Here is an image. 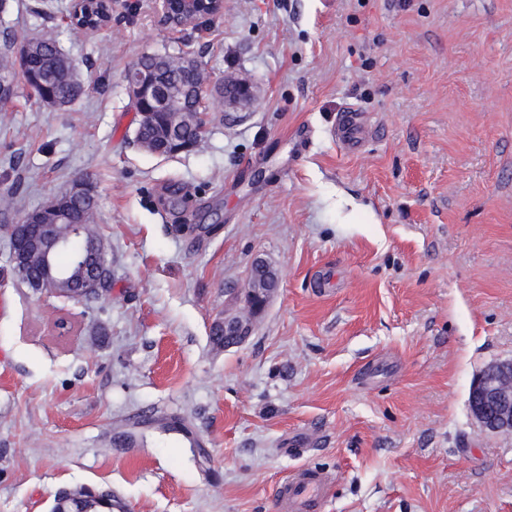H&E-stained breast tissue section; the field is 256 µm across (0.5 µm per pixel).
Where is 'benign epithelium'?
I'll list each match as a JSON object with an SVG mask.
<instances>
[{
    "mask_svg": "<svg viewBox=\"0 0 512 512\" xmlns=\"http://www.w3.org/2000/svg\"><path fill=\"white\" fill-rule=\"evenodd\" d=\"M155 8L171 30L179 32L188 27L224 15V0H154ZM112 0H73L71 25L83 32L93 30L90 20L107 23L111 16ZM38 41L26 39L0 45V105L11 100L16 70L30 75V91L41 104L64 109L84 90L80 66L76 59L62 61L64 88L51 90L45 73L30 69L31 56ZM179 69L188 73L198 91L195 109H181L175 96L157 90L154 74L141 63L125 74L132 104L139 113L140 125L155 126L164 120L190 127L193 139L171 138L156 151L158 156H173L194 149L206 132L205 112L208 105L237 106L252 97V84L243 77L224 78L214 87L201 78V67L185 52L174 59ZM97 198L90 179L77 178L72 187L52 196L42 207L20 216L13 224H1L0 234L8 239L9 263L15 277L35 293L62 294L58 284L69 285L70 297L83 300L98 295L108 278L107 248L104 240L91 226L96 223ZM72 253L75 272L64 276L55 264L60 254ZM279 287L278 274L264 261L256 260L250 269L246 288L242 289L248 309L245 315L224 314V341L217 346L226 349L247 341L254 329V319L265 309L271 295ZM471 416L479 426L491 433H512V360L495 361L484 367L473 379L469 393Z\"/></svg>",
    "mask_w": 512,
    "mask_h": 512,
    "instance_id": "7a95c632",
    "label": "benign epithelium"
}]
</instances>
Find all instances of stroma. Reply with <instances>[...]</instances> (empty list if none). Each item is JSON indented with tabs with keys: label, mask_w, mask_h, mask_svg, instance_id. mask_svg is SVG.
Segmentation results:
<instances>
[{
	"label": "stroma",
	"mask_w": 512,
	"mask_h": 512,
	"mask_svg": "<svg viewBox=\"0 0 512 512\" xmlns=\"http://www.w3.org/2000/svg\"><path fill=\"white\" fill-rule=\"evenodd\" d=\"M70 3L0 14L86 81L65 109L21 83L0 110V225L89 177L110 275L81 302L33 293L0 237V512L80 487L127 512H275L302 466L333 478L322 512H512V433L469 410L512 358V0H224L177 38L149 0L90 32ZM185 48L254 95L156 156L124 76ZM258 259L280 286L216 348Z\"/></svg>",
	"instance_id": "obj_1"
}]
</instances>
